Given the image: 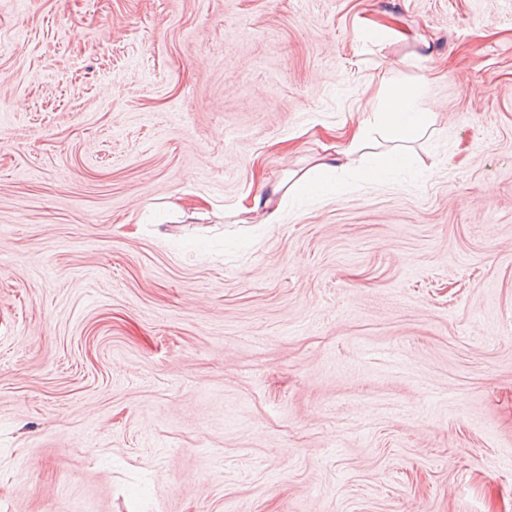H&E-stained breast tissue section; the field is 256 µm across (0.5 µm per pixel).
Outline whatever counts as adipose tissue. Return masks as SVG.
I'll return each instance as SVG.
<instances>
[{
  "mask_svg": "<svg viewBox=\"0 0 512 512\" xmlns=\"http://www.w3.org/2000/svg\"><path fill=\"white\" fill-rule=\"evenodd\" d=\"M417 91H406L393 97L381 111L372 113L345 137L341 150L320 157L312 172L296 178L292 183L278 181L263 183L259 194L248 202L238 203L233 216L236 223L249 224L253 219H261L265 224H277L282 219V203L286 195H303L324 188L339 170L363 149L372 125L379 124L399 133H409L428 123L426 113L416 111Z\"/></svg>",
  "mask_w": 512,
  "mask_h": 512,
  "instance_id": "ef3b65f1",
  "label": "adipose tissue"
}]
</instances>
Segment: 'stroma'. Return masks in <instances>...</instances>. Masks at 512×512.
Segmentation results:
<instances>
[{
  "label": "stroma",
  "instance_id": "1",
  "mask_svg": "<svg viewBox=\"0 0 512 512\" xmlns=\"http://www.w3.org/2000/svg\"><path fill=\"white\" fill-rule=\"evenodd\" d=\"M422 85L423 167L308 171ZM512 512V0H0V512ZM421 91L422 85L416 86L413 91L401 92L387 101L380 112H372V115L344 136L345 141L341 150L320 157L311 174L299 176L289 186L286 185L292 177L276 183L264 181L259 194L254 195L247 203L237 204L231 214L235 218L233 224H255L253 214L261 215V220L257 224L281 223L285 196L303 195L327 186L336 176V172L346 168L354 161L353 157L363 149L374 122L399 133H409L426 126L427 113L415 110V100Z\"/></svg>",
  "mask_w": 512,
  "mask_h": 512
}]
</instances>
